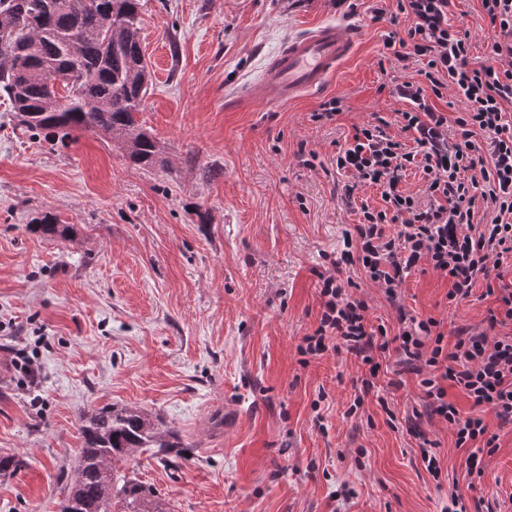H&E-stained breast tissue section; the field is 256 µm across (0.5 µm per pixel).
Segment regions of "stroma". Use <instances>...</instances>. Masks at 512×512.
<instances>
[{"mask_svg": "<svg viewBox=\"0 0 512 512\" xmlns=\"http://www.w3.org/2000/svg\"><path fill=\"white\" fill-rule=\"evenodd\" d=\"M355 2L347 14L334 0H141L152 84L137 119L162 150L156 170L130 164L103 133L51 147L0 102V454L25 462L0 476V512H59L80 416L106 405L139 408L182 438L176 462L143 452L113 464L168 512H443L455 491L468 512H512V424L482 411L498 440L471 485L472 446L457 447L440 419L424 423L442 471L433 478L419 439L388 423L387 410L423 396L396 353L378 357L389 409L371 395L349 418L367 366L343 351L304 366L296 351L318 325L319 274L339 259L357 205H382L364 185L347 207L351 177L331 161L374 116L399 135L396 90L420 80V62L381 56L410 19L376 22V0ZM448 22L483 62L480 0H451ZM327 24L355 52L324 89L288 104L241 98L289 39ZM332 98L340 113L313 121ZM47 214L70 225L68 239L30 232ZM450 287L419 267L401 303L448 337L512 334L489 327L499 301L484 285L456 304ZM32 353L40 378L25 389L12 362ZM217 412L226 428H212Z\"/></svg>", "mask_w": 512, "mask_h": 512, "instance_id": "35a3bbf8", "label": "stroma"}]
</instances>
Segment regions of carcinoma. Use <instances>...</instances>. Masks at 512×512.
Wrapping results in <instances>:
<instances>
[{
    "label": "carcinoma",
    "instance_id": "obj_1",
    "mask_svg": "<svg viewBox=\"0 0 512 512\" xmlns=\"http://www.w3.org/2000/svg\"><path fill=\"white\" fill-rule=\"evenodd\" d=\"M140 0H0V99L19 124L62 144L75 131L106 133L134 166L164 160L137 121L149 91L141 46ZM70 77L60 94L55 81ZM33 231L66 240L49 217ZM83 445L66 478L60 512H165L134 479L117 485L112 463L149 448L168 460L178 434L137 407L104 406L82 415Z\"/></svg>",
    "mask_w": 512,
    "mask_h": 512
}]
</instances>
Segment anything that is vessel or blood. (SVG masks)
<instances>
[{
  "label": "vessel or blood",
  "mask_w": 512,
  "mask_h": 512,
  "mask_svg": "<svg viewBox=\"0 0 512 512\" xmlns=\"http://www.w3.org/2000/svg\"><path fill=\"white\" fill-rule=\"evenodd\" d=\"M355 41L327 25L288 41L266 66L262 79L247 88L255 102H289L321 89L353 54Z\"/></svg>",
  "instance_id": "b4317fda"
}]
</instances>
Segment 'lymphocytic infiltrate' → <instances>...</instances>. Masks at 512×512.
<instances>
[{
    "mask_svg": "<svg viewBox=\"0 0 512 512\" xmlns=\"http://www.w3.org/2000/svg\"><path fill=\"white\" fill-rule=\"evenodd\" d=\"M449 2L396 0L398 13L411 25L405 35L388 33L384 51L401 61L423 58L422 80L399 86L404 109L393 120L381 117L357 127L333 159L337 171L352 177L344 201H351L362 184L378 186L382 199L381 207L359 208L341 260L358 267L397 308L408 273L422 265L451 281V302L470 298L477 282H484L487 294H500L503 304L489 323L504 326L512 323V289L496 280L503 260L512 257V122L505 112L512 106V0H480L493 36L485 60L476 66L470 63L468 32L448 23ZM448 91L465 103L453 118L434 105ZM392 121L400 136L387 134ZM413 168L424 180L419 196L402 186ZM481 210L491 213L489 223L476 222ZM320 296L319 325L303 337L297 352L310 360L343 349L368 365L363 393L347 416L362 413L364 395L374 389L381 368L375 355L393 345L405 371L417 376L424 404L401 417L390 415V423L404 422L415 434L423 419L441 417L460 448L480 439L486 447L495 445L476 408L492 407L499 421L512 424V336L493 339L462 327L448 345L440 321L399 308L397 332L389 334L385 324H372L367 301L329 271L320 276ZM452 384L472 400V410L449 402Z\"/></svg>",
    "mask_w": 512,
    "mask_h": 512,
    "instance_id": "lymphocytic-infiltrate-1",
    "label": "lymphocytic infiltrate"
}]
</instances>
